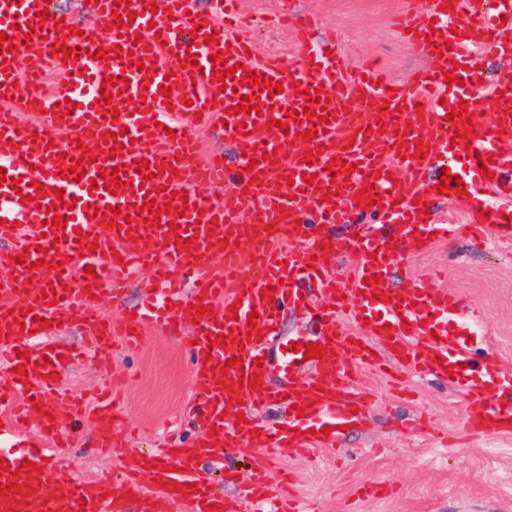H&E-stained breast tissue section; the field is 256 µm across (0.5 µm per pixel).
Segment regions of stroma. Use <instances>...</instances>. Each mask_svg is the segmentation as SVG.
<instances>
[{"mask_svg": "<svg viewBox=\"0 0 512 512\" xmlns=\"http://www.w3.org/2000/svg\"><path fill=\"white\" fill-rule=\"evenodd\" d=\"M250 20L246 34L258 54L293 62L297 50L289 32L272 26L279 11L314 16L324 41L336 44L348 75L369 60L384 74L410 81L425 65L420 50L401 40L391 16L406 10V0H241ZM402 276L392 288L417 282L442 270L438 286L455 291L461 311L452 328L472 350V368L497 365L499 375L485 383L488 394L512 401V247L489 238L485 248L459 237L423 254L401 258ZM372 349L381 367L363 366L360 384L368 395L366 419L346 429L334 448L318 449L313 460L290 458L281 468L305 512H512V433L492 439L471 435L464 426L466 404L451 381L404 369L380 343ZM115 378L123 390L117 413L132 431L130 449L144 451L188 436L182 409L192 394L184 349L178 337L150 329L139 350L114 347L111 363L93 353L67 366L50 399L59 424L75 436L69 457H50L76 477L91 479L120 464L91 446V420L73 421L71 396L93 395ZM252 449L224 462L217 490L245 501V512H268L247 500L245 473L255 463Z\"/></svg>", "mask_w": 512, "mask_h": 512, "instance_id": "stroma-1", "label": "stroma"}]
</instances>
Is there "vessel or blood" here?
I'll list each match as a JSON object with an SVG mask.
<instances>
[{
	"mask_svg": "<svg viewBox=\"0 0 512 512\" xmlns=\"http://www.w3.org/2000/svg\"><path fill=\"white\" fill-rule=\"evenodd\" d=\"M466 0H428L424 11L400 17L395 26L426 57L411 82L392 83L375 66L364 77L348 78L336 53L316 45L313 19L294 22L298 62L287 65L274 56L258 57L249 40L236 32L239 0H222L219 12H196L190 0H93L101 34L80 33L70 20L49 15L32 27L36 0H0V32L12 44H29L30 61L18 53L0 59V458L9 470L1 478L15 480L16 490L0 496V512H127L136 499L139 512H243L242 503L217 493L200 466L201 460H223L236 448H258L266 459L288 453L307 454L335 446L342 426L357 421L365 405L356 380L357 369L371 358L359 348V338L374 339L401 356L406 366L436 376L454 374L466 402V427L483 438L496 437L512 422V403L488 396L465 376L470 352L449 328L458 298L419 282L403 290L368 285L373 275L388 277L398 256L419 252L435 242L465 235L479 245L491 231L512 238V180L503 178V144L512 141V72L486 83L478 70L473 47L481 46L504 58L512 57V0H492L477 20L465 16ZM135 13L133 23L116 27V17ZM217 34V44L206 37ZM451 41L439 50L440 40ZM73 48L79 61H64L56 46ZM105 49L108 59L94 58ZM223 53L236 65L233 77L215 84L214 61ZM197 55L198 66L186 63ZM461 66L460 82L446 72ZM61 73L52 97L35 89L47 69ZM31 85L17 87L19 72ZM270 77L280 93L270 95L249 86L244 73ZM114 79V104L119 115L105 113L102 82ZM496 102L488 124L478 121L483 88ZM319 91V101L307 100L305 89ZM259 101L258 112L232 113L234 99ZM72 101L71 114L59 106ZM466 104L473 121L471 141L456 140L447 116ZM330 110L325 131H313L311 121H288L303 110ZM29 113L19 122L18 113ZM287 122L280 130L279 122ZM220 128L235 148L241 185L227 190L230 174L220 154L196 162V141L189 125ZM313 131V139L302 134ZM111 140H104V133ZM427 147L418 154L417 144ZM449 156L452 175L461 177L472 210L468 224L438 222L431 208L438 195L452 199L455 189L440 190L427 173L439 157ZM87 157L80 181L60 175L73 159ZM489 164H482V157ZM148 160L150 179L137 172L136 160ZM341 163L332 171L331 160ZM489 175H482L481 166ZM126 172L129 185L110 193L105 177L114 169ZM373 186L378 204H369L362 189ZM221 187L219 200L203 197L200 187ZM259 196H252V189ZM63 197H56V190ZM169 201L158 226L145 223L149 200ZM115 207L113 220H101L96 209ZM315 209L331 224H359L364 216L378 218L399 230L389 239L377 232L359 236H327L319 224L307 223ZM66 226L55 227V217ZM142 230L134 239L133 230ZM190 240L189 248L178 239ZM25 255L18 263L17 255ZM356 256L348 274L330 267V259ZM59 271H52V264ZM93 267L101 290L120 298L134 270L150 267L142 288L147 303L136 316L103 321L97 300L87 292L86 267ZM186 270L189 291L174 284L170 273ZM274 288L273 298L262 297ZM212 307L198 317L196 305ZM310 310L314 333H299V343L323 346V357L306 358L289 348L293 338L282 336L266 349L265 334L284 309ZM256 321H249V314ZM363 324L362 337L348 335L340 314ZM79 322L91 334L86 344L109 353L114 342L137 348L145 329L168 330L192 324L184 343L193 384L190 412L199 430L179 449L161 453H125V435L117 424L111 394L97 407V444L104 454L123 452L118 470L90 480H78L63 467L44 465L46 455L66 451L68 437L57 421L41 417L36 430L27 419L36 404L46 403L57 382L51 372L64 368L76 355L58 342L51 329H38L37 319ZM226 346H218V339ZM28 359H21V352ZM241 358V368L227 360ZM26 365L27 375L17 374ZM286 381L274 388L270 366ZM273 402L289 407L288 426L268 429L261 412ZM238 414L239 423L229 422ZM192 493L179 492L181 484ZM122 486L124 495L113 493Z\"/></svg>",
	"mask_w": 512,
	"mask_h": 512,
	"instance_id": "b4317fda",
	"label": "vessel or blood"
}]
</instances>
